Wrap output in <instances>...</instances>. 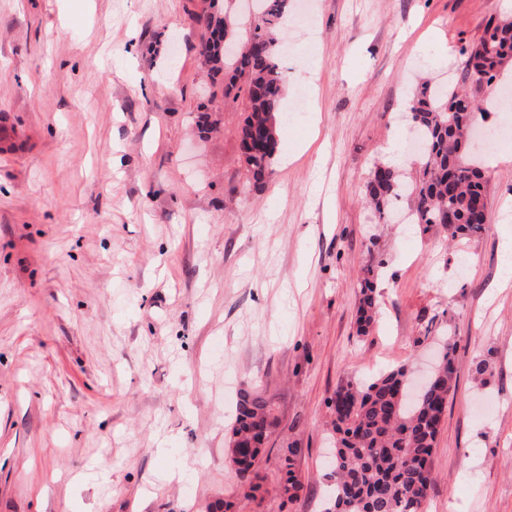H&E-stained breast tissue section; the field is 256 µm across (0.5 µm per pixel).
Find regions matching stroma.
<instances>
[{
	"label": "stroma",
	"instance_id": "stroma-1",
	"mask_svg": "<svg viewBox=\"0 0 512 512\" xmlns=\"http://www.w3.org/2000/svg\"><path fill=\"white\" fill-rule=\"evenodd\" d=\"M289 3L286 45L320 69L311 88L284 69L288 125L256 188L243 100L201 64L196 18L230 0H0V512H322L337 385L423 374L445 341L457 386L426 512H512V161L485 166L473 237L382 224L364 201L390 143L416 174V80L461 68L512 0ZM252 389L276 424L244 480L225 448ZM384 259L380 256L370 254L367 264L362 270V275L359 279V308H358V334L361 336L367 335L377 315L378 300H377V270L384 265ZM299 448H287L284 454V466L286 467L287 478L283 484H281L279 493L281 495H288V499H293L297 496V492L300 489V482L293 474L294 456L297 455Z\"/></svg>",
	"mask_w": 512,
	"mask_h": 512
}]
</instances>
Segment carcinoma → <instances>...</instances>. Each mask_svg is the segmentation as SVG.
I'll return each instance as SVG.
<instances>
[{
    "label": "carcinoma",
    "mask_w": 512,
    "mask_h": 512,
    "mask_svg": "<svg viewBox=\"0 0 512 512\" xmlns=\"http://www.w3.org/2000/svg\"><path fill=\"white\" fill-rule=\"evenodd\" d=\"M242 21L209 14L201 54L212 76L224 75V93L243 94L240 148L252 180L260 183L278 150L284 98L280 54L273 29L288 18V0H252ZM512 64V21L491 20L469 50L458 78L421 83L409 104L415 133L425 141L416 178L390 165L376 166L365 200L380 218L396 201H409L405 219L425 234L443 227L451 236L485 229L479 211L485 198L481 165L462 152L469 133L485 118L478 82L490 86ZM384 259L370 255L359 279L358 334L367 335L377 315V270ZM454 347L445 343L432 377L408 397V371L400 366L369 380L344 379L332 400L336 448L332 492L324 512H425L434 482V449L448 397L454 388ZM271 427V409L257 392L246 391L228 441V458L244 478L258 462ZM298 449L284 454L287 478L279 493L293 499L300 482L293 474Z\"/></svg>",
    "instance_id": "1"
}]
</instances>
